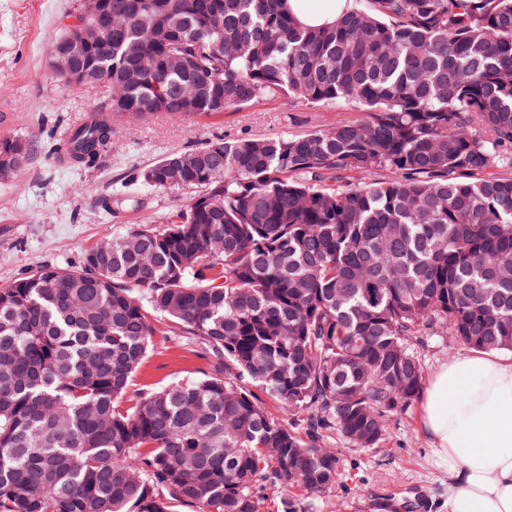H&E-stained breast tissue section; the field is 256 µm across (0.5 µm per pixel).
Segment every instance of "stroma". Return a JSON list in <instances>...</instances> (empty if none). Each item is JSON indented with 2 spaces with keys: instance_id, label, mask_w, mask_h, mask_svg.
I'll return each instance as SVG.
<instances>
[{
  "instance_id": "35a3bbf8",
  "label": "stroma",
  "mask_w": 512,
  "mask_h": 512,
  "mask_svg": "<svg viewBox=\"0 0 512 512\" xmlns=\"http://www.w3.org/2000/svg\"><path fill=\"white\" fill-rule=\"evenodd\" d=\"M82 0H0V138L31 146L25 166L0 180V287L40 267H74L87 250L137 224L165 223L195 197L133 184L143 169L175 151L219 140L275 138L320 130L356 118L342 102L312 106L288 97L263 99L240 110L206 116L157 112L113 115L112 142L94 167L60 159L57 147L85 115L106 109L102 87L73 88L49 65V52ZM155 346L135 375L129 397L210 372L205 349L176 337L154 318ZM384 439L360 449L329 438L339 460L335 488L312 512H427L442 506L448 476L437 469L421 430L418 404L394 412Z\"/></svg>"
}]
</instances>
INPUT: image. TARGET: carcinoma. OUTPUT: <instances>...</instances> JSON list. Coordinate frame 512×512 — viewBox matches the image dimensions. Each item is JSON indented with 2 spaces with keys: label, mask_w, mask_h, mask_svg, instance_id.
Listing matches in <instances>:
<instances>
[{
  "label": "carcinoma",
  "mask_w": 512,
  "mask_h": 512,
  "mask_svg": "<svg viewBox=\"0 0 512 512\" xmlns=\"http://www.w3.org/2000/svg\"><path fill=\"white\" fill-rule=\"evenodd\" d=\"M292 1L112 0L111 112L363 117L173 152L133 180L201 189L174 219L0 289V512H304L291 491L339 477L326 438L372 448L417 398L422 337L512 352V0H349L321 27ZM111 140L98 115L66 154ZM30 152L1 138L0 179ZM154 313L214 369L130 403Z\"/></svg>",
  "instance_id": "obj_1"
}]
</instances>
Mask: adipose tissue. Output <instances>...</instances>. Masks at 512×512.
Returning a JSON list of instances; mask_svg holds the SVG:
<instances>
[{
    "mask_svg": "<svg viewBox=\"0 0 512 512\" xmlns=\"http://www.w3.org/2000/svg\"><path fill=\"white\" fill-rule=\"evenodd\" d=\"M418 404L448 476L447 512H512V356L475 351L444 363Z\"/></svg>",
    "mask_w": 512,
    "mask_h": 512,
    "instance_id": "ef3b65f1",
    "label": "adipose tissue"
}]
</instances>
